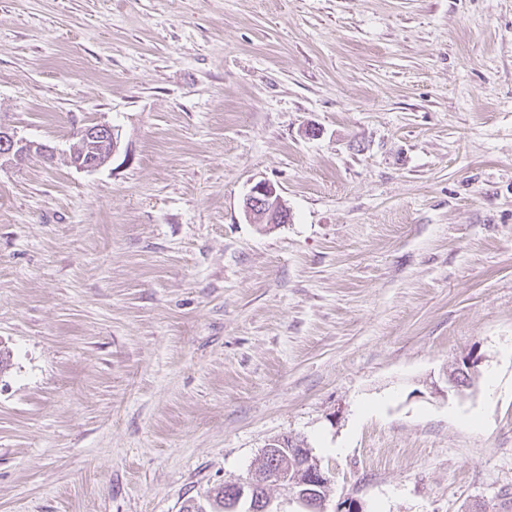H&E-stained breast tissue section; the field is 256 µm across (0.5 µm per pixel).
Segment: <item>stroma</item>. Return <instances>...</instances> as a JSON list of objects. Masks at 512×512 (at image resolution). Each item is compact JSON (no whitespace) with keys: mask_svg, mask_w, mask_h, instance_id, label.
Wrapping results in <instances>:
<instances>
[{"mask_svg":"<svg viewBox=\"0 0 512 512\" xmlns=\"http://www.w3.org/2000/svg\"><path fill=\"white\" fill-rule=\"evenodd\" d=\"M0 126L58 150L0 167V512H181L283 437L329 512H512V0H0ZM118 129L108 123L84 127L67 154L68 162L77 170L94 172L106 166L119 148ZM243 211L246 220L271 229L279 224L288 223L290 211L273 185L260 182L255 184L245 196ZM478 379L477 361L465 359L456 361L447 371L449 389L457 394H464L465 390L472 389Z\"/></svg>","mask_w":512,"mask_h":512,"instance_id":"stroma-1","label":"stroma"}]
</instances>
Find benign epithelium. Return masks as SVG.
<instances>
[{
	"label": "benign epithelium",
	"instance_id": "7a95c632",
	"mask_svg": "<svg viewBox=\"0 0 512 512\" xmlns=\"http://www.w3.org/2000/svg\"><path fill=\"white\" fill-rule=\"evenodd\" d=\"M119 148V137L115 126L96 123L84 127L78 140L67 154L71 166L85 172H94L106 166ZM36 155L46 161L55 158V150L36 141H28L0 127V166L24 160ZM243 211L246 220L271 229L290 221V211L273 185L260 182L245 196ZM478 379L477 361L465 359L448 367L449 389L462 395L475 386ZM278 480L284 490L292 493L309 512H328L326 496L317 493L325 488L327 477L320 462L307 447L300 448L295 459L289 460L288 470L271 468L255 472L245 483L235 486L234 499L241 501L256 493L257 489L272 480Z\"/></svg>",
	"mask_w": 512,
	"mask_h": 512
}]
</instances>
